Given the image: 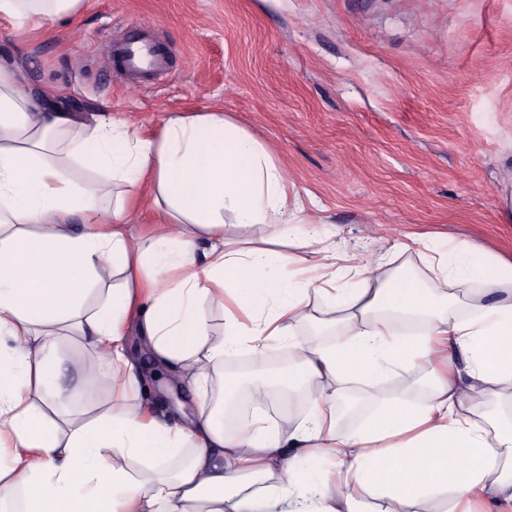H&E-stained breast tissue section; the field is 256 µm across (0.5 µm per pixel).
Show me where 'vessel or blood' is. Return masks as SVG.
<instances>
[{
  "label": "vessel or blood",
  "instance_id": "vessel-or-blood-1",
  "mask_svg": "<svg viewBox=\"0 0 512 512\" xmlns=\"http://www.w3.org/2000/svg\"><path fill=\"white\" fill-rule=\"evenodd\" d=\"M134 28V23H126L127 36L112 44L105 67L125 77L129 87L139 88L143 85L146 73L163 71L167 61L153 43L134 38Z\"/></svg>",
  "mask_w": 512,
  "mask_h": 512
}]
</instances>
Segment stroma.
<instances>
[{
	"label": "stroma",
	"instance_id": "stroma-1",
	"mask_svg": "<svg viewBox=\"0 0 512 512\" xmlns=\"http://www.w3.org/2000/svg\"><path fill=\"white\" fill-rule=\"evenodd\" d=\"M141 21L171 59L137 92L105 72L108 40ZM25 85L121 115L135 128L222 110L267 144L326 245L431 286L419 238L464 240L512 261L500 221L503 167L512 163V0H85L78 23L17 29L0 19V57ZM272 340L246 365L213 377L274 383ZM426 370L390 366L393 393L421 402ZM376 411L358 382L336 400L337 432Z\"/></svg>",
	"mask_w": 512,
	"mask_h": 512
}]
</instances>
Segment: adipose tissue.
Returning <instances> with one entry per match:
<instances>
[{
	"label": "adipose tissue",
	"mask_w": 512,
	"mask_h": 512,
	"mask_svg": "<svg viewBox=\"0 0 512 512\" xmlns=\"http://www.w3.org/2000/svg\"><path fill=\"white\" fill-rule=\"evenodd\" d=\"M84 0H0L18 26L79 16ZM106 178L76 181L72 165ZM156 211L146 233L126 219L139 192ZM237 224L273 226L264 246L224 236ZM279 224H300L299 252L276 251ZM321 225L291 193L266 145L223 112L169 116L142 135L112 118L91 124L78 107L24 87L0 61V506L16 512H452L476 501L512 504V420L492 406L512 390V262L467 242L428 262L451 286H476L474 313L439 311L447 293L388 273L383 262L320 249ZM206 243L197 255L198 243ZM300 265L282 283L271 262ZM112 270L94 311L85 297ZM352 277L361 289L340 288ZM342 314L336 343L293 342L279 381L309 405L288 437L259 418L226 432L222 405L191 418H160L138 401L139 363L126 351L138 327L158 365L202 393L225 354L260 351L313 315L309 291ZM223 311L212 340L202 303ZM90 355L83 390L105 389L95 416L70 410L55 356L60 337ZM468 363L461 382L458 357ZM425 367L424 403L391 393L383 364ZM364 383L378 412L337 434L339 382ZM334 475L305 488L321 461Z\"/></svg>",
	"instance_id": "adipose-tissue-1"
}]
</instances>
